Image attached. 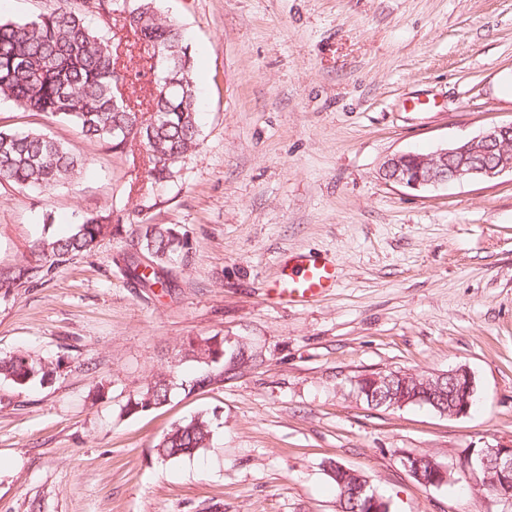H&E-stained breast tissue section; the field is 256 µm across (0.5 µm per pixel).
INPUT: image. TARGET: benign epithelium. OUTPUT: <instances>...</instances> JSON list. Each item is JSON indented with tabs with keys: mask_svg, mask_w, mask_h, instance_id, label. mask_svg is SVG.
<instances>
[{
	"mask_svg": "<svg viewBox=\"0 0 512 512\" xmlns=\"http://www.w3.org/2000/svg\"><path fill=\"white\" fill-rule=\"evenodd\" d=\"M505 173L512 174V123L489 126L472 139L433 153H397L383 163L385 179L410 190L491 180ZM356 383L358 396L371 406L401 408L428 399L446 416L468 413L476 392L474 378L464 367L431 377L405 371L378 372L363 375ZM403 466L426 487L448 482V469L428 455L405 456ZM461 470L500 500L512 502V444L470 449ZM368 487L363 483L353 490L354 497L362 499L364 512H385L383 499L367 492Z\"/></svg>",
	"mask_w": 512,
	"mask_h": 512,
	"instance_id": "7a95c632",
	"label": "benign epithelium"
}]
</instances>
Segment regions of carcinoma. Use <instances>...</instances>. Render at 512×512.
<instances>
[{"instance_id":"cac0c4a2","label":"carcinoma","mask_w":512,"mask_h":512,"mask_svg":"<svg viewBox=\"0 0 512 512\" xmlns=\"http://www.w3.org/2000/svg\"><path fill=\"white\" fill-rule=\"evenodd\" d=\"M93 0L94 8L73 7L70 0L23 21L0 20V99L31 112H43L72 123L86 139L124 153L137 141L146 147L147 178L154 185L174 180L183 159L198 146L195 92L190 57L179 27L159 19L153 0ZM121 11L140 45L161 54L167 68L150 93L146 107L123 103L118 92L117 57L111 39L87 22V14ZM82 160L69 147L39 130L0 129V181L21 188L51 191L79 170ZM112 235V218L92 214L63 235L36 238L31 258L0 269V298L51 279L73 257L93 251ZM189 257V248L169 224H148L138 247L119 254L122 269L141 288H166L164 264ZM51 364L29 354L0 357V381L17 387L44 382ZM169 396L165 376L147 384L132 408L145 410ZM211 425L197 416L174 426L155 445L157 455L176 459L209 445ZM340 512H358L350 485L336 484Z\"/></svg>"}]
</instances>
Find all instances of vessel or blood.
<instances>
[{"label": "vessel or blood", "mask_w": 512, "mask_h": 512, "mask_svg": "<svg viewBox=\"0 0 512 512\" xmlns=\"http://www.w3.org/2000/svg\"><path fill=\"white\" fill-rule=\"evenodd\" d=\"M340 282V272L328 257L291 253L281 264L272 296L282 304H305L332 293Z\"/></svg>", "instance_id": "b4317fda"}]
</instances>
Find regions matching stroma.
Returning a JSON list of instances; mask_svg holds the SVG:
<instances>
[{
  "label": "stroma",
  "mask_w": 512,
  "mask_h": 512,
  "mask_svg": "<svg viewBox=\"0 0 512 512\" xmlns=\"http://www.w3.org/2000/svg\"><path fill=\"white\" fill-rule=\"evenodd\" d=\"M184 35L199 147L151 185L146 153L0 100V129H41L82 167L52 193L0 182V268L42 233L108 214L118 232L42 284L0 300V356L53 361L44 385L0 382V512H338L331 468L363 475L390 512H512L465 481L469 449L512 443V175L412 191L384 179L512 122V0H156ZM90 25L144 54L119 13ZM149 224L174 225L189 262L167 291L117 265ZM286 251L327 254L332 294L269 299ZM256 360L203 389L190 341ZM471 371L479 406L449 417L374 408L359 376ZM170 396L128 405L159 374ZM207 448L155 446L195 415ZM408 454L446 466L426 488Z\"/></svg>",
  "instance_id": "35a3bbf8"
}]
</instances>
